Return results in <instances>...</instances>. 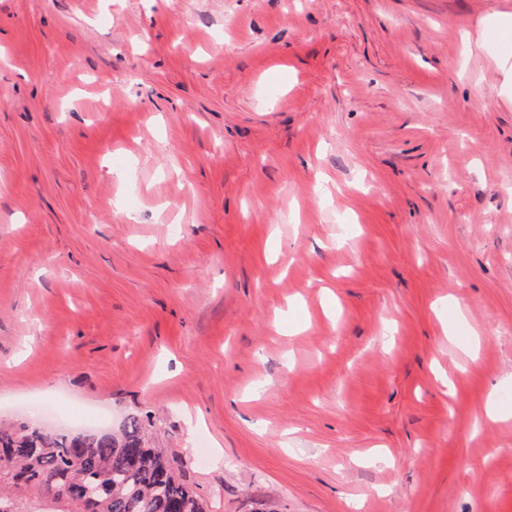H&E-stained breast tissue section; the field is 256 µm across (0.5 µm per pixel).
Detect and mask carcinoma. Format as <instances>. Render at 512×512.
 Returning a JSON list of instances; mask_svg holds the SVG:
<instances>
[{
  "mask_svg": "<svg viewBox=\"0 0 512 512\" xmlns=\"http://www.w3.org/2000/svg\"><path fill=\"white\" fill-rule=\"evenodd\" d=\"M0 512H209L158 444L148 415L77 435L0 428Z\"/></svg>",
  "mask_w": 512,
  "mask_h": 512,
  "instance_id": "obj_1",
  "label": "carcinoma"
}]
</instances>
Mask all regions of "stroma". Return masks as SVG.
<instances>
[{
	"mask_svg": "<svg viewBox=\"0 0 512 512\" xmlns=\"http://www.w3.org/2000/svg\"><path fill=\"white\" fill-rule=\"evenodd\" d=\"M511 9L0 0V425L150 414L212 512H512Z\"/></svg>",
	"mask_w": 512,
	"mask_h": 512,
	"instance_id": "stroma-1",
	"label": "stroma"
}]
</instances>
